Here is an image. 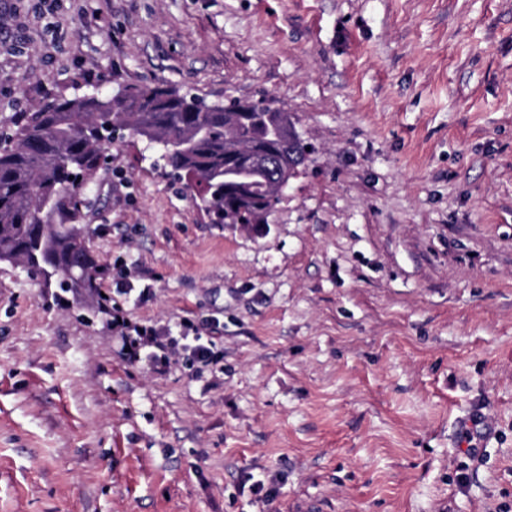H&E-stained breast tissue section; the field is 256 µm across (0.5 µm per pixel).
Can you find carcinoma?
Returning a JSON list of instances; mask_svg holds the SVG:
<instances>
[{
  "label": "carcinoma",
  "instance_id": "cac0c4a2",
  "mask_svg": "<svg viewBox=\"0 0 512 512\" xmlns=\"http://www.w3.org/2000/svg\"><path fill=\"white\" fill-rule=\"evenodd\" d=\"M286 125L287 113L262 102L208 104L162 86L52 99L23 112L12 133L0 135V261L51 276L76 302L98 304L99 268L82 222L111 131L161 143L162 158L185 176L212 223L265 224L278 173L256 168L252 157L306 153L273 133Z\"/></svg>",
  "mask_w": 512,
  "mask_h": 512
}]
</instances>
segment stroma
Listing matches in <instances>:
<instances>
[{
    "instance_id": "1",
    "label": "stroma",
    "mask_w": 512,
    "mask_h": 512,
    "mask_svg": "<svg viewBox=\"0 0 512 512\" xmlns=\"http://www.w3.org/2000/svg\"><path fill=\"white\" fill-rule=\"evenodd\" d=\"M138 86L305 161L260 234L126 131L90 190L101 292L223 371L0 263V512H512V0H0V129ZM112 309V330L120 337L119 353L129 362H144L154 372L165 374L172 361H176L174 358L181 355L187 356L191 366L197 362L206 367H217L224 361V352L215 351L208 340L204 343L191 322L181 324V331L174 336L170 329L132 324L120 311Z\"/></svg>"
}]
</instances>
